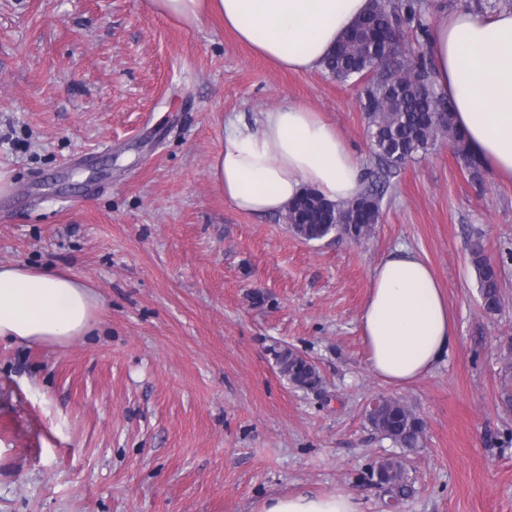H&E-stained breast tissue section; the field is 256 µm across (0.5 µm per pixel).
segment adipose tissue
I'll return each mask as SVG.
<instances>
[{
	"label": "adipose tissue",
	"mask_w": 512,
	"mask_h": 512,
	"mask_svg": "<svg viewBox=\"0 0 512 512\" xmlns=\"http://www.w3.org/2000/svg\"><path fill=\"white\" fill-rule=\"evenodd\" d=\"M369 0H149L150 11L184 26L209 13L276 66L321 68ZM434 80L454 103L470 151L512 179V10L469 8L436 18L429 34ZM210 179L242 213H279L304 191L341 204L362 187V166L336 126L301 103L229 122ZM99 298L76 276L52 268L0 265V341L64 344L89 334ZM370 370L394 387L430 374L448 352V303L428 263L400 245L375 267L359 315ZM261 512H363L345 493L270 497Z\"/></svg>",
	"instance_id": "ef3b65f1"
}]
</instances>
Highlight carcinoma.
Instances as JSON below:
<instances>
[{
    "mask_svg": "<svg viewBox=\"0 0 512 512\" xmlns=\"http://www.w3.org/2000/svg\"><path fill=\"white\" fill-rule=\"evenodd\" d=\"M429 25L421 0H372V7L341 39L324 61V70L337 81L362 82L359 105L368 124L374 154L388 171L428 152L438 139L448 137L465 162L472 179L481 177L482 163L470 152L456 129L451 105L437 90L426 53L404 50L408 38L428 40ZM304 198L308 206L288 211L290 229L307 241L331 233L356 239L369 236L379 223L380 195L365 188L345 204L332 205L313 192ZM471 262L481 304L488 314L503 300L498 265L484 254L480 243L471 248ZM281 372L297 388L314 390L322 383L317 366L289 348L278 352ZM365 416L382 438L402 449L419 447L425 432L422 419L403 401L379 397L368 405ZM370 479L388 488L398 502L410 491L404 463L398 456L382 461Z\"/></svg>",
    "mask_w": 512,
    "mask_h": 512,
    "instance_id": "1",
    "label": "carcinoma"
}]
</instances>
